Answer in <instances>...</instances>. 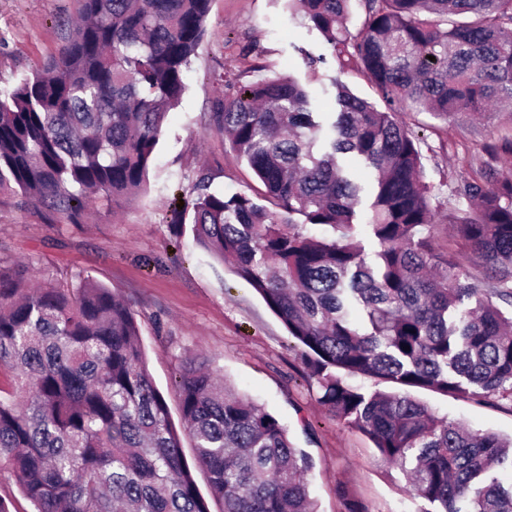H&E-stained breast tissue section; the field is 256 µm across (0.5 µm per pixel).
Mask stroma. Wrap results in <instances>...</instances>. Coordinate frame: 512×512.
<instances>
[{"mask_svg":"<svg viewBox=\"0 0 512 512\" xmlns=\"http://www.w3.org/2000/svg\"><path fill=\"white\" fill-rule=\"evenodd\" d=\"M79 12L78 0H0V91L57 55ZM327 55L316 30L292 19L284 0H212L207 33L186 75V91L170 113L145 192L112 206L99 201L82 223L58 221L38 205L21 207L0 190V266L26 270L38 282L84 276L112 288L133 310L149 371L180 422L176 383L186 361L204 357L235 388L262 404L289 429L293 445L313 463L309 489L318 512H419L421 503L403 472L383 462L361 432L318 402L296 341L243 279L199 247L192 234L175 236L171 211L199 176L231 194L260 189L248 163L236 157L210 119L226 74L251 83L275 75L303 76L300 52ZM373 98L367 80L329 59L311 90L323 109L334 108L332 80ZM422 139L426 180L440 191L432 240L459 248L445 209L455 207L449 183L479 174L480 145L500 120L460 118L451 126L429 114L403 116ZM422 401L471 429L512 435V405L478 404L428 391Z\"/></svg>","mask_w":512,"mask_h":512,"instance_id":"35a3bbf8","label":"stroma"}]
</instances>
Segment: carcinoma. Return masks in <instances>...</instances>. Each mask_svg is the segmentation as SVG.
<instances>
[{
  "label": "carcinoma",
  "instance_id": "cac0c4a2",
  "mask_svg": "<svg viewBox=\"0 0 512 512\" xmlns=\"http://www.w3.org/2000/svg\"><path fill=\"white\" fill-rule=\"evenodd\" d=\"M80 2L58 56L0 94V189L72 224L101 197L115 205L146 187L211 0ZM359 2L353 34L351 0H288L381 105L339 85V110L314 112L312 92L290 75L249 85L220 76L212 121L271 207L201 177L173 210V232L191 224L196 244L260 295L296 340L320 404L401 467L420 512H512V488L498 478L512 471V437L465 429L412 394L512 403V313L499 305L512 304V171L491 167L512 158V111L481 147L486 171L449 187L468 207L449 210L448 223L484 263L485 289L460 254L422 233L437 196L401 119L427 112L450 125L512 103V0ZM348 153L375 172L371 262L357 240L359 187L338 163ZM308 224L335 237H312ZM2 369L14 386L0 398V469L34 512H210L197 469L222 512H316L308 458L287 426L219 384L205 358L180 375L177 430L134 313L88 276L33 284L0 267ZM350 376L398 390L363 391Z\"/></svg>",
  "mask_w": 512,
  "mask_h": 512
}]
</instances>
